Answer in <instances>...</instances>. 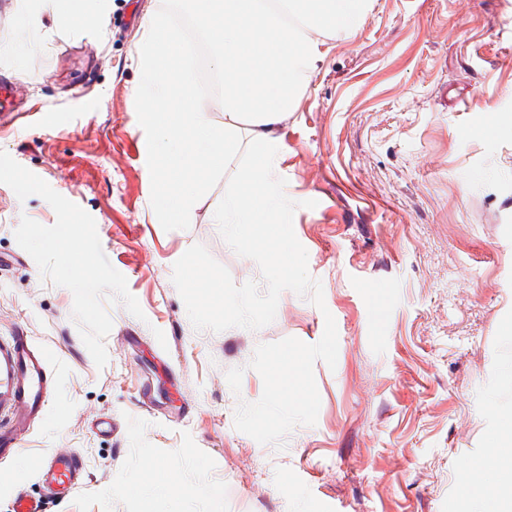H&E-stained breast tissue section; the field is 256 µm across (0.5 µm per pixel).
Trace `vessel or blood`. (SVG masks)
Here are the masks:
<instances>
[{
  "label": "vessel or blood",
  "mask_w": 512,
  "mask_h": 512,
  "mask_svg": "<svg viewBox=\"0 0 512 512\" xmlns=\"http://www.w3.org/2000/svg\"><path fill=\"white\" fill-rule=\"evenodd\" d=\"M51 391L46 354L26 337H0V412L10 414L0 429V457L14 455L22 438L33 428L46 408ZM79 469L74 454L54 451L39 468L44 484H70Z\"/></svg>",
  "instance_id": "vessel-or-blood-1"
}]
</instances>
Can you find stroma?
Masks as SVG:
<instances>
[{
  "label": "stroma",
  "mask_w": 512,
  "mask_h": 512,
  "mask_svg": "<svg viewBox=\"0 0 512 512\" xmlns=\"http://www.w3.org/2000/svg\"><path fill=\"white\" fill-rule=\"evenodd\" d=\"M161 3L110 0L100 24L75 26L0 0L22 18L0 26V80L26 95L0 150L94 218L144 312L106 302L97 367L72 292L15 239L22 217L53 225V208L0 184V336L46 349L53 382L0 459V512L19 493L44 512H466L468 468L512 419V0H372L330 41L277 171L326 307L286 290L271 324L218 333L193 326L175 262L201 244L236 284L262 274L213 221L225 183L185 230L164 231L150 204L135 35ZM328 313L338 355L314 365L316 424L278 445L238 431L239 402L263 391L256 347L317 343ZM56 448L82 462L58 494L38 475Z\"/></svg>",
  "instance_id": "35a3bbf8"
}]
</instances>
